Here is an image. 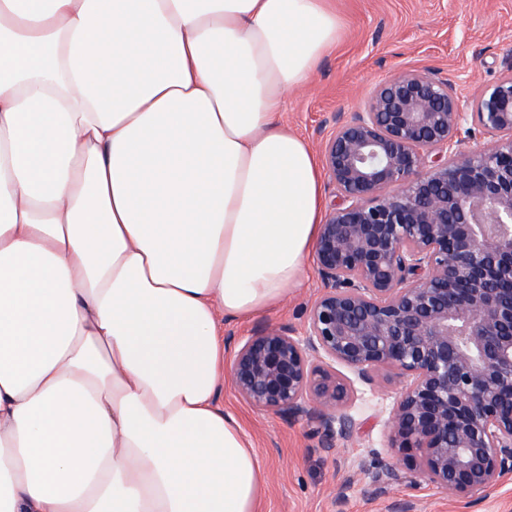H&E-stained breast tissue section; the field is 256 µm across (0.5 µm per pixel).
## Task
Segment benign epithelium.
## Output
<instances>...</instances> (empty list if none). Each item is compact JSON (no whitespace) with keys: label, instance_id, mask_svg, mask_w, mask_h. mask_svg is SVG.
Instances as JSON below:
<instances>
[{"label":"benign epithelium","instance_id":"1","mask_svg":"<svg viewBox=\"0 0 512 512\" xmlns=\"http://www.w3.org/2000/svg\"><path fill=\"white\" fill-rule=\"evenodd\" d=\"M482 146L461 149L474 127ZM339 203L314 249L324 284L304 336L264 325L230 348L249 405L349 442L357 390L407 385L390 447L469 499L512 474V61L466 110L432 69L394 72L323 142ZM402 480L376 472L383 494Z\"/></svg>","mask_w":512,"mask_h":512}]
</instances>
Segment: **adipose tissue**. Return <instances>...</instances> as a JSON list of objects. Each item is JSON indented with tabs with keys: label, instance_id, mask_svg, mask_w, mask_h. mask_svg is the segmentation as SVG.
I'll return each instance as SVG.
<instances>
[{
	"label": "adipose tissue",
	"instance_id": "1",
	"mask_svg": "<svg viewBox=\"0 0 512 512\" xmlns=\"http://www.w3.org/2000/svg\"><path fill=\"white\" fill-rule=\"evenodd\" d=\"M327 0H0V512H257L222 318L324 221L277 117Z\"/></svg>",
	"mask_w": 512,
	"mask_h": 512
}]
</instances>
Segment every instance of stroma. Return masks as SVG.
Masks as SVG:
<instances>
[{"label":"stroma","instance_id":"35a3bbf8","mask_svg":"<svg viewBox=\"0 0 512 512\" xmlns=\"http://www.w3.org/2000/svg\"><path fill=\"white\" fill-rule=\"evenodd\" d=\"M340 22L335 47L298 87L288 91L279 112L282 124L314 153L331 133L327 121L358 111L373 88L401 69H433L450 91L471 107L512 60V0H329ZM322 290L315 262H307L299 287L290 289L273 312L248 320H224V338L241 340L262 324L286 323L303 331L307 311ZM405 387L357 384L350 410L359 430L349 443L325 450L304 420H285L243 401L224 382L219 403L247 433L264 466L261 512H512V474L476 501L450 499L420 475L374 491L373 472L403 467V454L389 447L387 421Z\"/></svg>","mask_w":512,"mask_h":512}]
</instances>
